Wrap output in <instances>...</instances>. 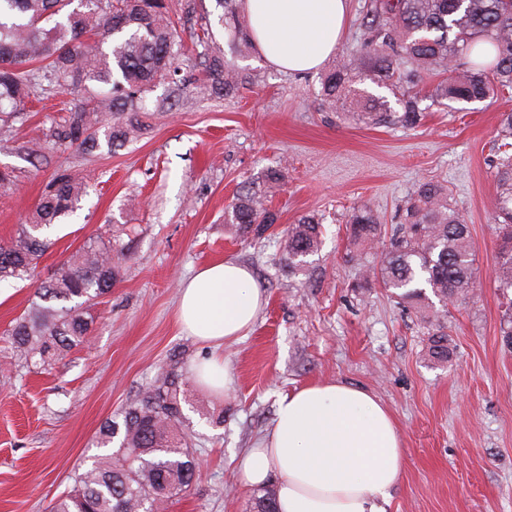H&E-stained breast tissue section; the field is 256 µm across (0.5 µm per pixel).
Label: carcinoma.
<instances>
[{
    "label": "carcinoma",
    "instance_id": "carcinoma-1",
    "mask_svg": "<svg viewBox=\"0 0 512 512\" xmlns=\"http://www.w3.org/2000/svg\"><path fill=\"white\" fill-rule=\"evenodd\" d=\"M216 22L236 53L252 34L240 16L239 0H215ZM210 18L200 22L196 89L221 97L246 83L235 62L214 47ZM363 50L326 74L328 99L346 104L362 77L392 90L402 111L371 98L357 113L366 124L413 127L423 119L419 100L482 102L512 90V0H372L362 19ZM182 36L167 0H0V126L26 111L42 82L75 87L81 99L46 128V140L67 150L92 153L137 139L144 128L147 95L176 80ZM480 42L490 43L489 62H461ZM34 62L43 66L35 69ZM497 210L502 238L494 280L512 289V112L501 114L498 139ZM82 182L56 173L39 199L30 223L0 242V282L20 279L34 268L51 242L46 230L73 214L85 196ZM277 216L256 191L242 190L227 222L242 233L261 235ZM354 246L350 261L370 272L405 304L424 314L432 308L426 290L442 303L471 288L474 255L468 225L450 206L448 190L421 184L378 264L369 250L382 236L380 214L357 206L347 215ZM321 224L302 216L285 238L288 267L304 266L318 252ZM120 240L89 239L35 291L28 312L8 331L16 355L50 366L83 344L91 332L93 301L112 291L122 260ZM427 355L448 363V333L439 326L428 338ZM185 353L170 358L151 383L121 412L100 425L93 440L106 452L75 475L74 486L50 512H164L190 490L198 458L183 432ZM275 489L255 498L254 512H275Z\"/></svg>",
    "mask_w": 512,
    "mask_h": 512
}]
</instances>
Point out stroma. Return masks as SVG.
<instances>
[{
    "label": "stroma",
    "instance_id": "stroma-1",
    "mask_svg": "<svg viewBox=\"0 0 512 512\" xmlns=\"http://www.w3.org/2000/svg\"><path fill=\"white\" fill-rule=\"evenodd\" d=\"M248 81L221 98L197 93L194 56L184 84L147 99V128L124 147L63 151L43 131L75 95L43 93L0 133V241L27 223L47 183L68 170L88 187L80 208L51 235L30 278L0 284V512H46L71 488L95 449L101 422L147 387L171 354L206 349L176 321L180 283L224 260L248 265L266 304L247 335L224 349L235 383L222 396L184 387L185 431L201 462L168 512H251L236 461L274 419L282 396L319 382L367 389L395 417L405 457L387 512H512V345L508 310L492 270L499 116L512 97L423 101L414 128L367 125L356 104L325 101L323 71L289 74L257 49L237 58ZM283 179L266 199L278 220L262 237L236 235L224 213L268 168ZM436 179L469 227L474 279L464 299L440 307L452 351L426 357L433 325L379 282L360 287L345 228L352 207L401 221L419 182ZM320 219L323 244L292 271L285 231ZM117 235L126 254L110 294L91 307L93 329L53 366L15 358L5 331L28 311L36 284L93 235Z\"/></svg>",
    "mask_w": 512,
    "mask_h": 512
}]
</instances>
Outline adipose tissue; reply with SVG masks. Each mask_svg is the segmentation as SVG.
<instances>
[{
  "label": "adipose tissue",
  "mask_w": 512,
  "mask_h": 512,
  "mask_svg": "<svg viewBox=\"0 0 512 512\" xmlns=\"http://www.w3.org/2000/svg\"><path fill=\"white\" fill-rule=\"evenodd\" d=\"M262 56L291 73L318 69L342 40L348 0H241ZM265 304L248 267L224 261L183 282L177 319L209 353L190 368L197 385L226 393L223 348L246 335ZM404 445L391 412L366 390L316 383L280 398L270 427L236 463L245 487L276 485L277 512H386Z\"/></svg>",
  "instance_id": "ef3b65f1"
}]
</instances>
